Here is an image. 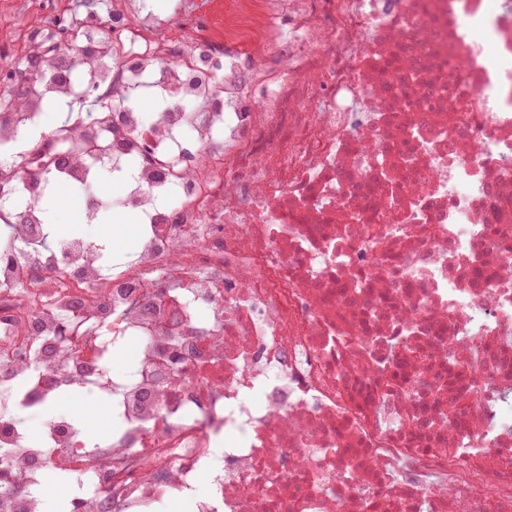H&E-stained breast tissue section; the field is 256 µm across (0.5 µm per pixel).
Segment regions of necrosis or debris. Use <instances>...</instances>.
<instances>
[{
    "label": "necrosis or debris",
    "mask_w": 512,
    "mask_h": 512,
    "mask_svg": "<svg viewBox=\"0 0 512 512\" xmlns=\"http://www.w3.org/2000/svg\"><path fill=\"white\" fill-rule=\"evenodd\" d=\"M0 12V512H512V0ZM106 170L120 274L33 205ZM96 405L98 403L92 401L88 396H85L82 400H75L69 395H64L46 408L36 411L22 410L21 415L26 420L30 436L38 439L41 438L47 422L53 416L60 413L75 414L76 410H81L84 413L80 418L82 425L97 438L101 439L106 430L112 432V418L108 417L106 413L101 416L94 411ZM43 482L51 491L47 502L51 511L56 510L52 512H57L58 505L62 502H70V499L79 493L75 474H65L51 469L45 472Z\"/></svg>",
    "instance_id": "necrosis-or-debris-1"
}]
</instances>
